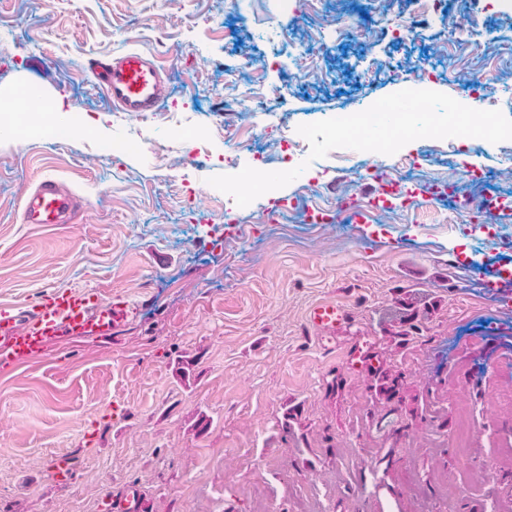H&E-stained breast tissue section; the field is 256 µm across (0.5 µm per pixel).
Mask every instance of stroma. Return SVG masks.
<instances>
[{"label":"stroma","mask_w":512,"mask_h":512,"mask_svg":"<svg viewBox=\"0 0 512 512\" xmlns=\"http://www.w3.org/2000/svg\"><path fill=\"white\" fill-rule=\"evenodd\" d=\"M326 12L356 38H327L301 74L282 60L267 80L280 95L225 111L248 88L225 73L270 55V32L302 38ZM463 14L477 20L461 46L471 61L451 65L438 50ZM130 49L166 73L147 120L94 86V63ZM372 63L387 76L359 82ZM424 66L430 90L490 109L512 88V14L497 0H0V103L18 90L71 107L61 141L0 128V306L84 287L136 307L111 336H62L0 372V512H109L129 487L145 512H512V299L482 286L512 264V142L420 138L375 171L339 148L244 207L207 183L252 165L281 126L399 92ZM46 177L76 196L71 223L22 222L23 194ZM393 179L400 197L379 207ZM450 179L455 195L426 193ZM489 191L510 207L474 214ZM311 208L332 223H306ZM476 222L500 238L459 232ZM407 298L434 310L392 360L428 418L392 454L404 419L372 401L359 357L383 349ZM320 301L346 310L323 341L307 322ZM289 406L301 425L287 438ZM54 451L77 461L63 489L46 474Z\"/></svg>","instance_id":"1"}]
</instances>
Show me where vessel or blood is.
Here are the masks:
<instances>
[{"label":"vessel or blood","instance_id":"obj_1","mask_svg":"<svg viewBox=\"0 0 512 512\" xmlns=\"http://www.w3.org/2000/svg\"><path fill=\"white\" fill-rule=\"evenodd\" d=\"M95 87L119 111L138 118L158 112L167 95L164 71L147 54L128 50L99 63ZM73 200L57 181L45 178L22 198L26 224H66ZM135 313L120 294L100 300L85 288L54 289L27 310L0 308V363L13 364L39 356L47 343L61 336L104 337L111 335ZM344 318L343 309L331 302L315 305L309 315L319 334L335 332ZM74 473L68 453H51L47 476L55 486H68Z\"/></svg>","mask_w":512,"mask_h":512}]
</instances>
